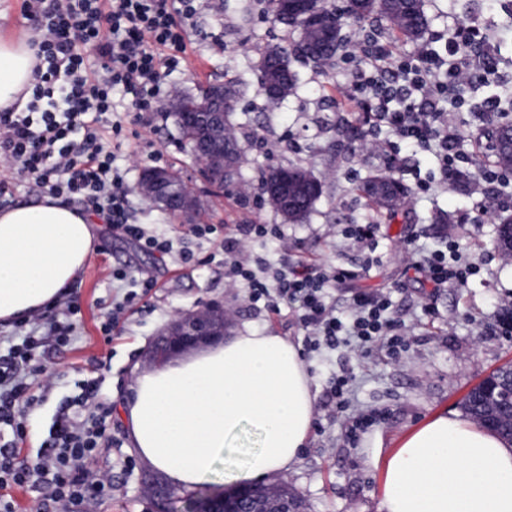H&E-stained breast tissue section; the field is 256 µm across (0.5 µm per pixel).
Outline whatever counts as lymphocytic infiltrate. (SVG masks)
<instances>
[{"label":"lymphocytic infiltrate","instance_id":"obj_1","mask_svg":"<svg viewBox=\"0 0 512 512\" xmlns=\"http://www.w3.org/2000/svg\"><path fill=\"white\" fill-rule=\"evenodd\" d=\"M197 0H23V15L33 21L39 64L26 108L0 112V163L64 203L97 216L114 236L142 250L173 253L169 240L149 233L145 225L129 223L128 190L114 166L122 113L160 112L163 77L184 59V22L196 12ZM493 48L479 57L465 53L463 42L451 39L447 55L429 43L416 50L417 64L401 60L393 48L373 54L352 44L347 55L360 62L349 99L369 112L389 138L373 137L369 147L394 157L396 141L417 144L436 161L435 182L453 185L465 170L458 138L446 106H458V90L473 82L477 70H488ZM277 224H242L234 238L219 243L230 286L244 289L250 303L271 311L294 309V319L309 351L347 347L360 354L375 348L399 357L407 349V333L395 317L385 293L357 292L350 313L340 316L331 288L355 280L360 271L329 264L312 266L280 262L272 277L258 275L240 256L246 243L281 236ZM410 268L436 288L466 284L472 266L462 263L456 241L444 234L441 247L427 250L409 240ZM113 280L124 286L113 297L98 330L104 341L122 331L125 315L145 308L156 288L151 276H133L116 269ZM80 281H73L52 306L12 321L0 332V427L10 439H0V512H14L10 488L46 491L43 512H83L90 499L112 490L110 472L97 469L102 451L119 446L112 434V404L101 395L98 377L74 379L53 416L35 458L23 456L29 413L39 402L34 392L48 371L41 356L50 347H66L78 337L83 313Z\"/></svg>","mask_w":512,"mask_h":512}]
</instances>
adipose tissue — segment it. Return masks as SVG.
<instances>
[{"instance_id":"adipose-tissue-1","label":"adipose tissue","mask_w":512,"mask_h":512,"mask_svg":"<svg viewBox=\"0 0 512 512\" xmlns=\"http://www.w3.org/2000/svg\"><path fill=\"white\" fill-rule=\"evenodd\" d=\"M26 33L0 39V112L34 82ZM85 214L44 196L0 211V320L53 304L93 250ZM315 395L287 338L243 328L176 363L136 374L123 407L140 459L194 489L250 429L256 445L229 484L287 472L308 441ZM386 464L378 512H512V444L476 421L442 415L412 431Z\"/></svg>"}]
</instances>
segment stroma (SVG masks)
Listing matches in <instances>:
<instances>
[{
    "mask_svg": "<svg viewBox=\"0 0 512 512\" xmlns=\"http://www.w3.org/2000/svg\"><path fill=\"white\" fill-rule=\"evenodd\" d=\"M424 2L427 33L435 37L437 52H444L447 38L457 27L469 25L495 46V69L487 85L467 92L450 114L459 151L470 159L484 156L482 132L487 123L476 107L496 95L512 97V28L505 25L500 0ZM264 9L265 0H226L219 10L212 0H199L187 22V63L166 75L164 92H192L198 85L214 79L229 81L254 67L260 48L276 43L280 35L266 20ZM356 71V63L344 60L329 78L300 68L301 89L275 112L259 111L258 86L250 84L233 115L234 122L245 124L258 136L257 141L243 143L244 157L235 182L250 183L259 166L298 160L321 178L323 194L302 224L284 222L269 206H244L237 196L209 191L193 160L180 150L172 121L162 113H145L142 122L125 126L118 165L132 188L131 221L169 238L174 252L164 256L144 252L110 235L99 220H92L94 249L78 273L81 334L74 344L50 355L51 386L31 414L27 454H36L43 430L75 370L92 373L91 358L111 354L102 393L113 408H120L130 393L134 366L144 365L145 354L177 313L220 301L232 329L248 324L272 331L303 350L304 334L289 311L277 314L253 306L242 289L227 287L223 254L209 240L190 233L191 224L170 217L134 193L147 167L171 168L201 196L204 208L195 222L215 225L216 237L232 233L238 224L282 225L283 242L250 244L246 257L275 262L286 254L305 265L320 261L346 268L364 265L362 277L353 286H336L337 307H345L356 289L388 291L405 320L408 349L396 359L378 348L362 358L343 348L328 354L303 350L316 394H323L329 374L340 367L350 368L356 377L355 401L347 411L315 407L321 428L311 432L299 463L282 476L304 498L306 512H377L385 467H365L363 450L378 445L382 456H389L410 430L441 414L462 413L465 396L476 384L497 368L512 364V335H503L501 328L502 319L512 315V255L498 254L493 248L496 219L479 224L459 221L477 199L476 170L467 167L464 185L407 202L398 214L373 208L360 186L364 178L383 170V157L366 151L362 141L337 138L330 126L336 117L360 127L366 124L361 110L344 94ZM349 224L378 225L376 249L343 236ZM450 227L458 233L462 258L475 265L477 272L465 286L451 285L434 292L421 274L408 268L403 243L417 235L422 242L439 245ZM184 249L195 253L197 263L177 265L174 254ZM117 268L134 275L150 274L158 288L149 308L130 316L121 333L107 343L96 325L103 314L102 302L112 298V272ZM133 454L126 444L112 449L109 459L99 461V468L112 471V492L90 501L84 512H155L152 501L141 492L152 469L140 461L128 472L121 467L122 460Z\"/></svg>",
    "mask_w": 512,
    "mask_h": 512,
    "instance_id": "1",
    "label": "stroma"
}]
</instances>
